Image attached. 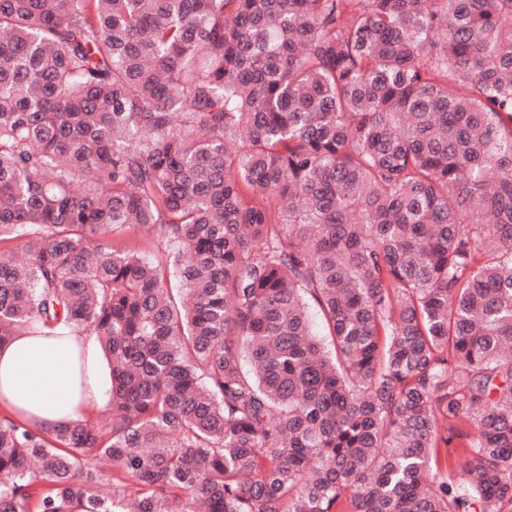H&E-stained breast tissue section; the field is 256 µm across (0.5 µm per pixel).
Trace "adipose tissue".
<instances>
[{"mask_svg":"<svg viewBox=\"0 0 512 512\" xmlns=\"http://www.w3.org/2000/svg\"><path fill=\"white\" fill-rule=\"evenodd\" d=\"M109 362L96 337L19 336L0 347V404L45 429L90 417L108 401Z\"/></svg>","mask_w":512,"mask_h":512,"instance_id":"adipose-tissue-1","label":"adipose tissue"}]
</instances>
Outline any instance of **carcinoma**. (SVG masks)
<instances>
[{
  "instance_id": "obj_1",
  "label": "carcinoma",
  "mask_w": 512,
  "mask_h": 512,
  "mask_svg": "<svg viewBox=\"0 0 512 512\" xmlns=\"http://www.w3.org/2000/svg\"><path fill=\"white\" fill-rule=\"evenodd\" d=\"M57 327L112 421L1 415L0 512H512V0H0V346Z\"/></svg>"
}]
</instances>
